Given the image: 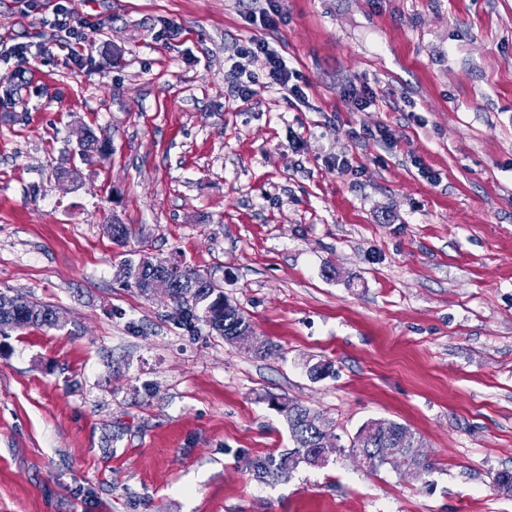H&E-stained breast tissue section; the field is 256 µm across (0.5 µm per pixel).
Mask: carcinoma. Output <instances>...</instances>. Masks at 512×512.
<instances>
[{
    "label": "carcinoma",
    "mask_w": 512,
    "mask_h": 512,
    "mask_svg": "<svg viewBox=\"0 0 512 512\" xmlns=\"http://www.w3.org/2000/svg\"><path fill=\"white\" fill-rule=\"evenodd\" d=\"M107 150V143L92 134L85 145L78 147L79 155L83 158H90L95 154L103 156ZM107 233L116 243L124 244L132 237L133 229L126 224H109ZM124 271L145 295L148 294V279L152 274L161 272L169 275L175 284L174 298L184 307L185 314L181 324L186 327H194L200 323L228 343H235L238 337L253 333L251 321L244 311L237 307L232 310L224 309L223 289L206 285L203 281L204 275L190 267L143 256L136 263L126 261ZM12 299L18 300L20 296L0 292V333L29 328H57L54 306L27 300L15 309L8 305V301ZM281 412L294 447L277 457H258L249 463L253 476L261 482L276 477L279 470L286 467L294 470L301 465L314 466L322 453L317 425L327 418V414L318 408L297 402L284 404ZM403 436L412 438L414 434L408 427L395 421H371L360 427L350 447L394 448L396 452L390 455L370 459V470L376 471L389 464L414 479H420L431 472L432 464L417 449L397 445L396 439Z\"/></svg>",
    "instance_id": "carcinoma-1"
}]
</instances>
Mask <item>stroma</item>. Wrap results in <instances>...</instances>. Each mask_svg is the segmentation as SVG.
Returning a JSON list of instances; mask_svg holds the SVG:
<instances>
[{"label":"stroma","instance_id":"35a3bbf8","mask_svg":"<svg viewBox=\"0 0 512 512\" xmlns=\"http://www.w3.org/2000/svg\"><path fill=\"white\" fill-rule=\"evenodd\" d=\"M57 2L0 0V45ZM264 4L80 0L83 65L0 54V291L67 319L0 335V512H512V0H280L270 28ZM84 129L110 144L90 164ZM144 254L221 284L274 354L183 329L121 275ZM273 398L341 451L257 481L292 445ZM374 420L420 439L425 479L352 456ZM249 53L254 62L261 67V70L265 71L272 85L286 90L295 99H305L306 92L304 88L297 83H291L293 72L288 69L283 57L268 42L256 40L253 42V47L250 48Z\"/></svg>","mask_w":512,"mask_h":512}]
</instances>
